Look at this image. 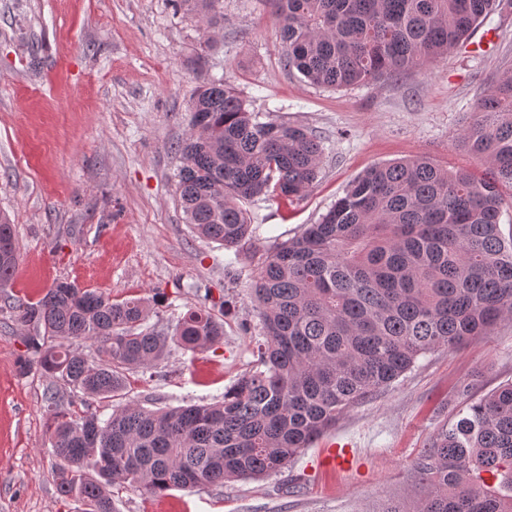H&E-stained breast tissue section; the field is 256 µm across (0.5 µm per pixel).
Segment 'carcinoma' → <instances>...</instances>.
I'll use <instances>...</instances> for the list:
<instances>
[{"instance_id": "cac0c4a2", "label": "carcinoma", "mask_w": 512, "mask_h": 512, "mask_svg": "<svg viewBox=\"0 0 512 512\" xmlns=\"http://www.w3.org/2000/svg\"><path fill=\"white\" fill-rule=\"evenodd\" d=\"M286 65L331 89L395 81L468 40L497 0H269ZM210 48L224 29L223 0H176ZM459 144L485 165L478 176L425 157L376 165L316 224L262 255L251 298L259 316L250 369L206 405H117L70 416L46 398L54 476L80 512H114L110 487L151 493L205 489L285 468L352 406L377 395L419 357L488 336L512 320V231L500 224L512 185V74L478 100ZM176 183L184 223L226 248L252 244L239 201L292 198L318 178L323 142L302 126L256 112L220 79L201 81L179 144ZM148 299L112 301L55 281L18 308L28 328L18 361L37 366L83 402L113 401L126 374L154 368L176 347L211 348L224 322L190 308L162 328ZM89 342L92 352L70 348ZM512 469V383L469 403L432 434L415 464L427 488L415 512H512L492 489ZM487 473L481 483L472 474Z\"/></svg>"}]
</instances>
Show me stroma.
Masks as SVG:
<instances>
[{
  "label": "stroma",
  "mask_w": 512,
  "mask_h": 512,
  "mask_svg": "<svg viewBox=\"0 0 512 512\" xmlns=\"http://www.w3.org/2000/svg\"><path fill=\"white\" fill-rule=\"evenodd\" d=\"M426 70L396 82L328 89L288 69L267 0H224V29L205 49L172 0H0V214L15 226L19 264L0 287V512H79L61 497L39 370L22 375L15 303L58 279L115 300L162 294L163 319L205 302L224 309V341L171 350L157 376L128 378V403L206 404L250 367L259 319L249 276L275 243L316 223L368 168L427 157L483 172L458 142L480 94L512 73V5ZM205 68H197L198 54ZM223 80L250 111L312 130L325 154L295 200L243 201L254 245L235 252L193 236L176 204L178 146L200 77ZM512 381V321L491 336L420 357L281 472L199 491L150 494L123 484L116 512H413L425 495L413 463L468 403ZM356 449L350 470L323 467L331 444Z\"/></svg>",
  "instance_id": "stroma-1"
}]
</instances>
